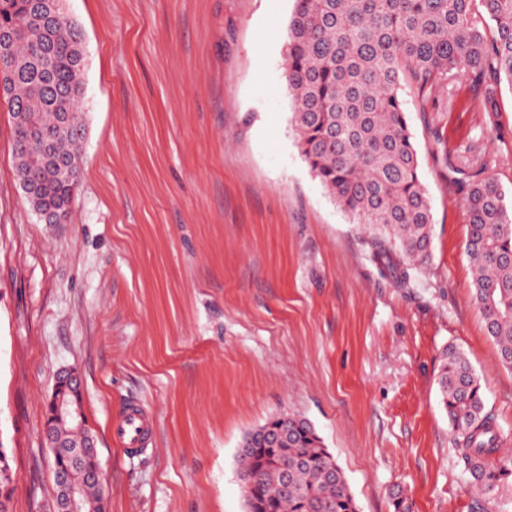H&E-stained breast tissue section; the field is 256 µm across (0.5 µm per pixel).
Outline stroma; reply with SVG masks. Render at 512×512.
<instances>
[{
  "label": "stroma",
  "mask_w": 512,
  "mask_h": 512,
  "mask_svg": "<svg viewBox=\"0 0 512 512\" xmlns=\"http://www.w3.org/2000/svg\"><path fill=\"white\" fill-rule=\"evenodd\" d=\"M84 39L81 182L65 223L16 176L0 101V445L12 512H52L43 435L57 372L76 368L107 512H246L237 454L280 413L307 419L360 512H512L471 491L440 403L462 350L512 458V371L473 298L461 160L512 193V88L480 112L402 97L432 208L408 283L311 172L290 124L294 0H66ZM155 444L123 451L130 403Z\"/></svg>",
  "instance_id": "obj_1"
}]
</instances>
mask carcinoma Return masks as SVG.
I'll use <instances>...</instances> for the list:
<instances>
[{
  "instance_id": "1",
  "label": "carcinoma",
  "mask_w": 512,
  "mask_h": 512,
  "mask_svg": "<svg viewBox=\"0 0 512 512\" xmlns=\"http://www.w3.org/2000/svg\"><path fill=\"white\" fill-rule=\"evenodd\" d=\"M0 56L17 178L33 209L64 223L80 182L85 127L82 34L58 0H0ZM285 57L292 123L311 171L338 205L378 236L382 271L409 280L431 244V207L419 175L402 86L434 93V111L469 79L477 108L497 111L512 87V0H295ZM473 296L502 365L512 370V198L494 178L471 176L464 200ZM469 486L489 497L512 491V465L494 458L499 434L485 412L478 376L454 346L437 380ZM288 442L274 447L252 430L240 459L259 475L248 512H359L344 472L314 427L296 414ZM288 459L289 490L276 460ZM14 473L0 445V512H10Z\"/></svg>"
}]
</instances>
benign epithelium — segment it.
Instances as JSON below:
<instances>
[{
    "instance_id": "obj_1",
    "label": "benign epithelium",
    "mask_w": 512,
    "mask_h": 512,
    "mask_svg": "<svg viewBox=\"0 0 512 512\" xmlns=\"http://www.w3.org/2000/svg\"><path fill=\"white\" fill-rule=\"evenodd\" d=\"M81 379L78 372L65 369L58 374L56 384L47 404L51 406V420L45 421L44 437L58 455L61 448L67 449L71 467L54 468L55 483L62 499L58 502V512H85V484L94 486L98 497L106 500L107 491L101 479V468L97 458L93 437L87 431L81 409ZM82 469L87 483L74 478V470Z\"/></svg>"
}]
</instances>
